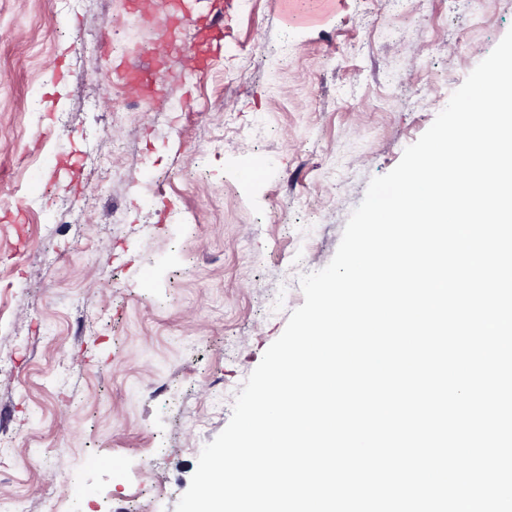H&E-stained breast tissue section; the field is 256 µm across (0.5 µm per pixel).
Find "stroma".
<instances>
[{
  "label": "stroma",
  "instance_id": "35a3bbf8",
  "mask_svg": "<svg viewBox=\"0 0 512 512\" xmlns=\"http://www.w3.org/2000/svg\"><path fill=\"white\" fill-rule=\"evenodd\" d=\"M292 9L243 0L206 71L163 55L188 110L117 115L141 94L103 43L169 46L154 6L132 25L129 0H0V501L174 512L301 276L512 29V0Z\"/></svg>",
  "mask_w": 512,
  "mask_h": 512
}]
</instances>
